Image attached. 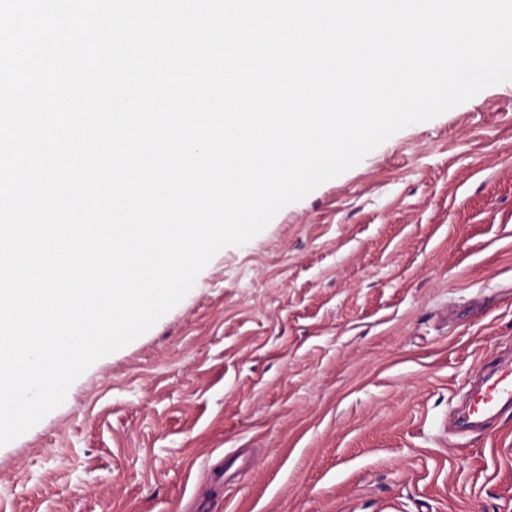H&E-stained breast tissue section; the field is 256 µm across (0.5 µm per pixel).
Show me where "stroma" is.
<instances>
[{"instance_id":"obj_1","label":"stroma","mask_w":512,"mask_h":512,"mask_svg":"<svg viewBox=\"0 0 512 512\" xmlns=\"http://www.w3.org/2000/svg\"><path fill=\"white\" fill-rule=\"evenodd\" d=\"M512 82L397 132L218 252L148 332L0 447V512H512ZM467 421L480 423L499 417L512 407V358H499L467 392Z\"/></svg>"}]
</instances>
